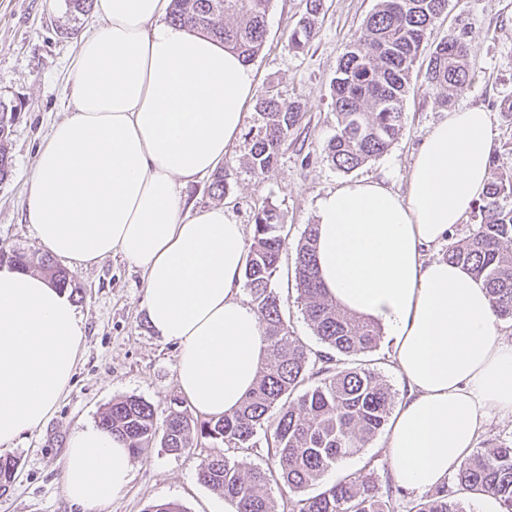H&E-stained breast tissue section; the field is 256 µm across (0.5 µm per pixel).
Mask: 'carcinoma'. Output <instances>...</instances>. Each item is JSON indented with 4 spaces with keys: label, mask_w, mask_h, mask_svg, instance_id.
Masks as SVG:
<instances>
[{
    "label": "carcinoma",
    "mask_w": 512,
    "mask_h": 512,
    "mask_svg": "<svg viewBox=\"0 0 512 512\" xmlns=\"http://www.w3.org/2000/svg\"><path fill=\"white\" fill-rule=\"evenodd\" d=\"M271 0H172L171 21L212 37L227 50L252 62L267 33ZM448 0H378L342 55L332 84L336 134L325 147L327 160L348 172L385 153L402 130L404 100L413 65L430 27ZM323 0H306V13L288 36L290 48L306 49L317 35ZM474 47L464 31L445 35L435 46L425 71L430 90L444 106L472 84ZM305 112L299 101L285 103L270 90L255 104L253 125L245 133L247 168L268 173L282 146L300 127ZM14 115L0 105V183L13 171L10 154ZM229 167L213 174L210 191L226 194ZM480 217L469 234L448 244L444 259L461 264L486 286L496 316L512 320V172L493 173L475 206ZM254 235L243 278L262 317L268 342L266 364L240 407L218 418L198 422L171 410L158 421L154 408L135 396L112 400L98 424L125 441L140 457L155 444L171 453L206 439L224 452L204 458L198 481L236 503L237 512H276L270 487L288 489L285 512H465L458 494L492 495L502 512H512V442L481 448L443 484L417 500L391 480L380 483L374 469L351 473L306 494L345 458L366 447L384 428L393 404L390 387L379 373L346 358L374 350L380 325L340 309L322 288L315 263L317 228L306 226L296 247L295 275L304 314L314 335L326 347L311 351L294 336L283 314L284 301L274 288L282 252L287 247L284 224L271 206L254 215ZM38 273L56 287L69 285L68 273L46 254L30 255L0 248V264ZM267 445L269 463L245 473L234 457L238 450ZM18 468L13 458H0V491H8Z\"/></svg>",
    "instance_id": "carcinoma-1"
}]
</instances>
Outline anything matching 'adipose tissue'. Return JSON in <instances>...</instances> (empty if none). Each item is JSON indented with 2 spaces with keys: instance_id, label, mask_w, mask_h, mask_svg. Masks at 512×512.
<instances>
[{
  "instance_id": "1",
  "label": "adipose tissue",
  "mask_w": 512,
  "mask_h": 512,
  "mask_svg": "<svg viewBox=\"0 0 512 512\" xmlns=\"http://www.w3.org/2000/svg\"><path fill=\"white\" fill-rule=\"evenodd\" d=\"M172 0H94L57 123L27 181L26 221L71 266L112 256L142 268L150 326L179 346L176 378L197 412L219 416L254 386L268 342L242 296L243 225L192 209L181 186L211 175L240 137L252 68L170 20ZM495 142L488 112L446 113L425 135L405 193L363 179L316 203L317 265L341 308L380 324L409 392L386 437L394 482L424 491L473 451L487 420L512 414V341L483 284L426 252L485 193ZM85 329L47 278L0 267V448L53 414ZM130 450L97 425L75 427L66 497L91 508L128 485Z\"/></svg>"
}]
</instances>
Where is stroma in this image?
I'll use <instances>...</instances> for the list:
<instances>
[{"label":"stroma","mask_w":512,"mask_h":512,"mask_svg":"<svg viewBox=\"0 0 512 512\" xmlns=\"http://www.w3.org/2000/svg\"><path fill=\"white\" fill-rule=\"evenodd\" d=\"M377 0H324L319 33L303 52L288 46V34L305 12V0H271L264 47L252 62L257 91L274 90L285 101H301L305 117L281 150L277 165L263 176L243 165V144L225 158L234 171L226 195L210 194L209 178L182 189L192 208L224 205L245 229L265 205L279 212L288 235L274 280L285 297L284 316L296 336L310 349L323 345L304 316L295 281V252L306 225L314 223L317 200L341 184L360 178H385L393 190L405 192L413 155L428 130L446 109L424 82L429 55L448 32L463 29L476 49L472 60L475 80L458 95L454 107L478 105L491 118L499 167L512 170V111L503 109L512 98V0H448L413 66L411 88L404 104L403 129L383 155L349 172L327 161L324 147L336 133L331 83L346 46L374 10ZM78 25V35L67 32ZM99 24L96 14L72 22L65 0H0V103L12 109L10 148L13 175L0 183V246L42 255L25 220L26 181L40 145L69 108L65 82L81 37ZM67 292L82 317L86 336L75 375L45 426L18 442L9 457L18 459L16 477L0 495V512H80L63 492V463L72 429L97 423L112 400L136 396L165 417L181 393L175 365L176 343L158 336L143 307L141 268L115 255L70 271ZM385 436L377 434L362 450L326 473L323 484L358 471L373 462L379 477L391 472L384 451ZM207 441L172 454L155 447L135 459L133 477L101 512H145L147 506L176 502L186 512H225L222 495L197 480L202 459L210 455Z\"/></svg>","instance_id":"obj_1"}]
</instances>
